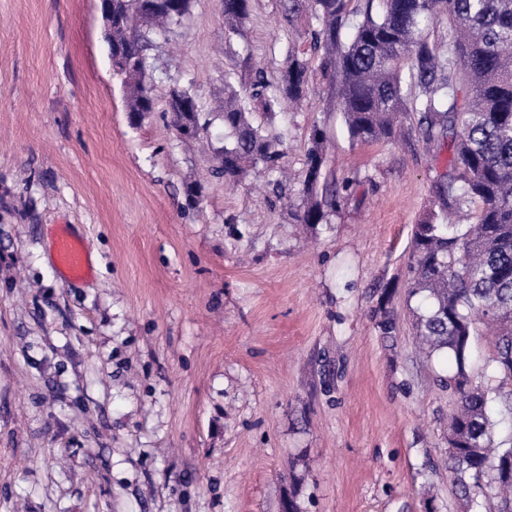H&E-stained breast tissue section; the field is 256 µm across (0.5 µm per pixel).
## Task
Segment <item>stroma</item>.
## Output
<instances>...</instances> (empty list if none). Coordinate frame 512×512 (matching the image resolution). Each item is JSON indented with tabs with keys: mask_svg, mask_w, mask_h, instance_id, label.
<instances>
[{
	"mask_svg": "<svg viewBox=\"0 0 512 512\" xmlns=\"http://www.w3.org/2000/svg\"><path fill=\"white\" fill-rule=\"evenodd\" d=\"M287 5L252 0L231 37L222 0H191L149 78L210 109L248 66L306 59L274 127L297 175L326 134L342 191L320 224L268 175L211 177L219 121L203 152L163 112L129 120L96 0H0V512H456L454 366L419 348L410 269L443 161L352 142L311 9L291 27ZM60 226L97 248L83 279L50 258Z\"/></svg>",
	"mask_w": 512,
	"mask_h": 512,
	"instance_id": "35a3bbf8",
	"label": "stroma"
}]
</instances>
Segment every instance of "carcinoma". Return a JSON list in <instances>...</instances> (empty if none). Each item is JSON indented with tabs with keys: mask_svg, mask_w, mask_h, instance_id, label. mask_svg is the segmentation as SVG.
Returning <instances> with one entry per match:
<instances>
[{
	"mask_svg": "<svg viewBox=\"0 0 512 512\" xmlns=\"http://www.w3.org/2000/svg\"><path fill=\"white\" fill-rule=\"evenodd\" d=\"M350 0H313L322 47L321 67L338 85V109L351 141L391 140L402 120L415 114L419 140L435 156L448 153L433 185V205L412 237L413 291L425 294L416 335L433 353L448 356L455 372L442 381L458 395L448 421V472L462 512H476L480 498L496 500V512H512V439L495 442L501 389L512 384V0H366L352 37L340 30ZM190 0L159 11L145 0H112V50L127 59L122 84L126 111L135 120L156 111L146 81L149 34L167 35L189 13ZM251 0H224L225 29L239 33ZM444 22L447 42L425 29ZM308 61L288 56L277 84L255 70L246 95L224 99L219 119L230 141L217 150L214 176L235 184L247 169L277 172L281 135L251 116V101L266 115L282 101L298 103L309 91ZM187 111L171 113L184 141L200 139L201 104L189 88L176 87ZM325 136L316 126L305 155L301 203L287 201L300 224H320L336 194L319 197ZM464 214L471 224H448ZM491 335L494 353L485 382L470 374L471 336L477 326Z\"/></svg>",
	"mask_w": 512,
	"mask_h": 512,
	"instance_id": "cac0c4a2",
	"label": "carcinoma"
}]
</instances>
